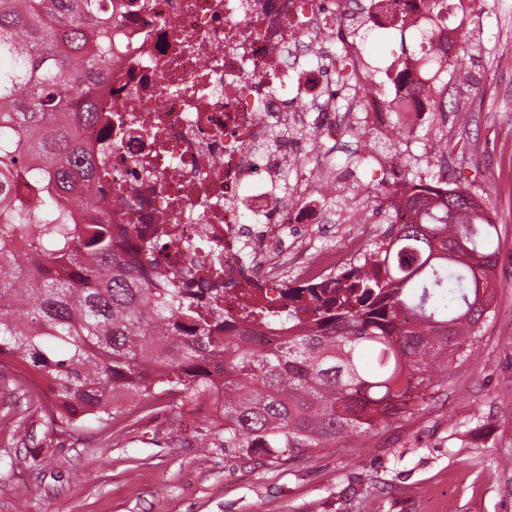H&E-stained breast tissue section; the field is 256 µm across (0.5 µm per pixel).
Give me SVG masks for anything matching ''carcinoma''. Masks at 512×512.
I'll use <instances>...</instances> for the list:
<instances>
[{"label":"carcinoma","mask_w":512,"mask_h":512,"mask_svg":"<svg viewBox=\"0 0 512 512\" xmlns=\"http://www.w3.org/2000/svg\"><path fill=\"white\" fill-rule=\"evenodd\" d=\"M104 3L0 0V365L49 391L48 431L112 419L114 391L144 409L171 399L180 422L209 394L204 370L217 350L223 414L198 426L197 440L246 463H290L419 409L491 313L497 225L459 191L432 198L441 165L425 147L404 169L421 187L405 201L416 220L334 278L328 306L303 319L300 303L254 316L288 330L274 346L218 335L217 307L202 310L140 272L189 240L156 243L133 227L117 241L107 206L80 222L56 204L64 192L97 198L84 142L112 59ZM382 199L394 205L383 182L363 193ZM459 248L476 266L457 260ZM180 323L194 335H180Z\"/></svg>","instance_id":"obj_1"}]
</instances>
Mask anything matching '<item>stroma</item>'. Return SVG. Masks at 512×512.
I'll list each match as a JSON object with an SVG mask.
<instances>
[{"instance_id":"obj_1","label":"stroma","mask_w":512,"mask_h":512,"mask_svg":"<svg viewBox=\"0 0 512 512\" xmlns=\"http://www.w3.org/2000/svg\"><path fill=\"white\" fill-rule=\"evenodd\" d=\"M478 16L465 33L473 87L445 115L458 142L448 178L496 216V292L470 355L428 403L295 462L245 465L199 447L162 410L130 424L131 403L108 423L45 438L5 368L0 512H512V0H485ZM418 42L378 30L359 50L386 65ZM372 149L376 162L355 166L358 139L340 136L333 183L382 178L386 150ZM19 421L34 447L13 439ZM36 450L54 464L38 465Z\"/></svg>"}]
</instances>
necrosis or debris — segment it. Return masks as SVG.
<instances>
[{
	"instance_id": "1",
	"label": "necrosis or debris",
	"mask_w": 512,
	"mask_h": 512,
	"mask_svg": "<svg viewBox=\"0 0 512 512\" xmlns=\"http://www.w3.org/2000/svg\"><path fill=\"white\" fill-rule=\"evenodd\" d=\"M443 11L436 19L423 0H368L362 11L349 0H112V60L95 97L101 120L85 146L114 232L133 226L159 238L184 229L192 247L168 257L166 287L218 302L228 335L277 342L244 322L245 309L282 310L292 286L326 298L331 274L369 236L413 219L404 208L370 211L344 251L313 257L273 236L280 226L329 223V188L314 176L334 165L324 145L354 120L376 132L421 127L435 97L421 56L398 59L380 82L356 43L326 52L329 34L361 25L424 37L436 23L460 71L464 13L458 0H445ZM300 127L316 133L303 151L272 147V133L289 142ZM291 169L294 190L279 195L275 185ZM244 238L254 245L247 260Z\"/></svg>"
}]
</instances>
